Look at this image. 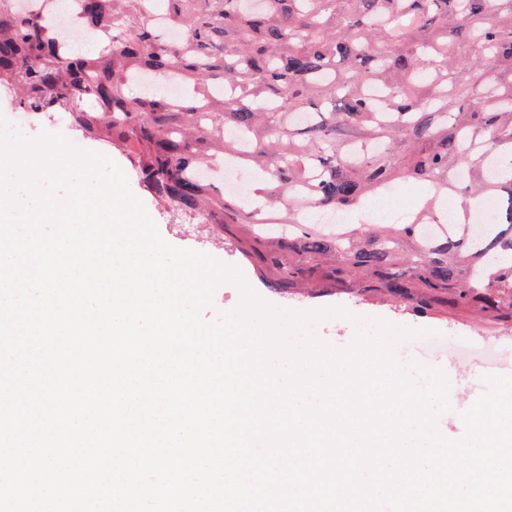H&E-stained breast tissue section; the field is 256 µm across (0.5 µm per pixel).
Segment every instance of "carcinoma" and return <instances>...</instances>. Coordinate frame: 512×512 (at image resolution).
Masks as SVG:
<instances>
[{
  "mask_svg": "<svg viewBox=\"0 0 512 512\" xmlns=\"http://www.w3.org/2000/svg\"><path fill=\"white\" fill-rule=\"evenodd\" d=\"M76 21L89 52L0 0V84L135 155L176 214L236 226L271 287L512 322V0H77ZM149 75L180 96L132 94ZM222 160L259 173L256 204L199 176ZM407 182L425 194L403 222L367 220ZM460 193L461 222L427 238ZM332 211L361 218L341 242Z\"/></svg>",
  "mask_w": 512,
  "mask_h": 512,
  "instance_id": "cac0c4a2",
  "label": "carcinoma"
}]
</instances>
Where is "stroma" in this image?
Wrapping results in <instances>:
<instances>
[{"instance_id": "stroma-1", "label": "stroma", "mask_w": 512, "mask_h": 512, "mask_svg": "<svg viewBox=\"0 0 512 512\" xmlns=\"http://www.w3.org/2000/svg\"><path fill=\"white\" fill-rule=\"evenodd\" d=\"M107 154L123 171L132 194L169 244L204 253L223 265L238 269L260 298L277 307L293 311L344 308L345 316L311 323L312 334L321 342L345 348L356 338L361 323L376 319L414 329V337L397 342L394 353L399 362L438 368L447 375L448 407L437 420L441 437L451 440L464 437L463 414L488 391V377H512V324L489 331L475 316L463 321L417 317L401 310L399 304L382 305L364 295L329 293L322 288L297 295L277 292L265 285L253 263L242 258L232 235L209 243L198 225L169 223L163 208L153 200L148 189L136 181L131 161L114 151Z\"/></svg>"}]
</instances>
